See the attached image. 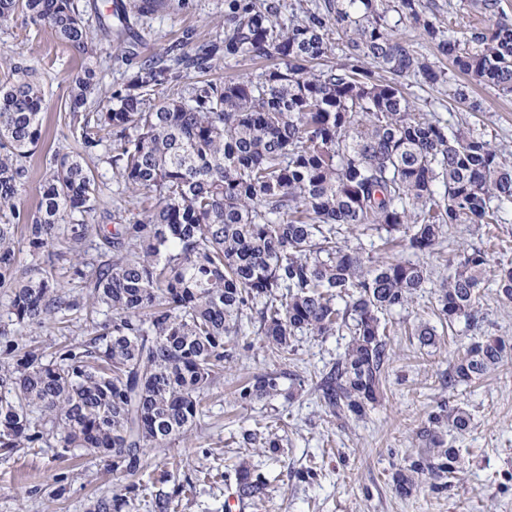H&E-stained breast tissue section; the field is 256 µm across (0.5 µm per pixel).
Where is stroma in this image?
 <instances>
[{
  "label": "stroma",
  "instance_id": "obj_1",
  "mask_svg": "<svg viewBox=\"0 0 512 512\" xmlns=\"http://www.w3.org/2000/svg\"><path fill=\"white\" fill-rule=\"evenodd\" d=\"M418 9L443 30L465 31L492 20L512 25V0H499L492 17L471 8L469 0H418ZM226 10V0H186L184 6L158 12L149 27L133 23V33L146 36L136 57L124 55L115 39L100 37L97 56L103 69V92L121 86L140 56L163 53L186 37L197 42L222 38ZM398 31L437 69L465 85L471 100L479 105L473 111L449 100L447 85L405 78V90L417 107L450 123L485 130L499 151L512 153V95L458 75L449 58L439 55L434 44L410 23H401ZM13 55L37 68L48 102L44 137L25 161L28 175L21 205L32 213L38 208L54 156L71 152L75 146L64 107L70 81L80 72L82 61L49 28L35 27L21 12L0 26V74L7 69V57ZM111 150L107 142L83 157L84 165L98 177L100 194L96 211L85 219L90 232L80 254L70 252L62 238L52 253L34 256L24 235H17V281L46 273L71 294L87 295L98 265L105 260L96 227L112 225L115 213L140 219L151 208L146 196L118 192L105 161ZM472 245L491 247V268L512 262V223L488 230L470 224L454 226L432 254L423 256L430 279L406 310L389 316L393 323L387 338L391 357L381 398L364 418L336 421L325 414L313 390L320 372L344 352L348 337L304 333L294 338L288 357L279 359L247 324L242 335L231 337L234 360L225 368L219 387L204 399L193 426L174 443L148 449L147 469L119 478L104 459L88 451L22 448L8 457L0 455V512H91L97 499L128 495L134 486L140 489L138 512H150L148 489L159 481L168 491L174 485L192 483V491L180 497L175 512H512V353L475 383L451 390L443 382L462 338L437 316L438 289L452 260ZM480 303V321L467 337L495 335L512 340V304L502 303L492 288L482 289ZM105 318L99 312L91 319L81 315L36 330L21 326L18 339L50 353L61 343L87 340L93 323ZM421 323L436 329L435 345L419 344L414 329ZM271 371L287 372L282 382L285 389L292 387L294 379L303 380L301 395L291 399L285 393L247 403L236 400L235 391L242 383ZM456 405L469 410L473 425L464 435L450 431L444 439L460 449L466 460L465 473L451 482L425 477L412 494L399 495L393 476L425 452L420 433L429 415ZM259 420L272 423L285 439L284 452L243 442V432ZM243 463L266 478L269 495L263 501L240 497L235 470Z\"/></svg>",
  "mask_w": 512,
  "mask_h": 512
}]
</instances>
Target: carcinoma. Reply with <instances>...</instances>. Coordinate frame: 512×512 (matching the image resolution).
<instances>
[{
  "label": "carcinoma",
  "instance_id": "obj_1",
  "mask_svg": "<svg viewBox=\"0 0 512 512\" xmlns=\"http://www.w3.org/2000/svg\"><path fill=\"white\" fill-rule=\"evenodd\" d=\"M89 7L87 0H0V23L21 11L83 58L70 89V131L85 152L112 140L113 178L148 195L154 207L142 219L115 215L113 229L98 228L113 258L90 283L88 300L48 275L12 283L18 229H26L32 254L49 251L67 232L70 251L78 252L88 225L74 216L96 210L98 182L80 155H58L37 211L20 208L23 158L42 141L46 99L36 68L25 59L10 62L0 82V287L11 288L10 313L29 327L100 306L113 316L86 341L49 355L0 328V453L84 448L110 459L115 474L137 473L145 448L193 424L232 359L228 337L245 322L258 325L278 358L302 333L351 336L317 390L324 412L337 420L366 416L389 360L384 316L408 308L428 271L418 260L377 261L349 246L346 234L377 237L420 257L456 224L512 220V161L484 133L415 111L400 79L433 85L447 78L395 32L390 13L421 30L460 73L506 95L512 28L488 24L447 36L417 0H323L286 23L267 0L231 3L224 39L171 44L142 60L104 100L97 36L119 34L130 17L147 21L172 3L118 0L95 27ZM332 30L355 59L372 60L392 80L379 81L357 64L323 67ZM223 59L275 63L255 79L208 78ZM179 78L190 80L187 91H171ZM489 262L477 246L455 257L438 294L448 328L478 324ZM495 284L512 302V264L499 268ZM510 351L501 336L462 347L448 388L481 379ZM280 394L276 371L238 389L242 402ZM471 426L459 406L430 414L427 453L395 473L396 490L410 494L417 475L464 472L460 450L446 446L441 429L462 434ZM243 441L282 447L266 424L245 431ZM235 478L242 497L266 495V480L250 467L240 465ZM184 492L182 485L151 492L153 512H171ZM137 499H100L94 512L131 510Z\"/></svg>",
  "mask_w": 512,
  "mask_h": 512
}]
</instances>
